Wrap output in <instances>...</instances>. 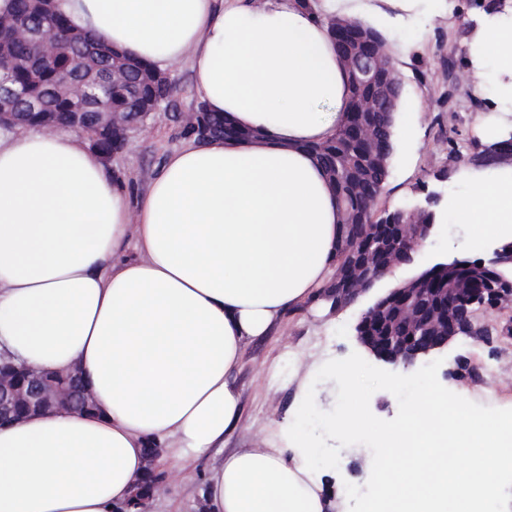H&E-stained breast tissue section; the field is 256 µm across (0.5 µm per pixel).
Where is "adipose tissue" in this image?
<instances>
[{
	"label": "adipose tissue",
	"instance_id": "ef3b65f1",
	"mask_svg": "<svg viewBox=\"0 0 512 512\" xmlns=\"http://www.w3.org/2000/svg\"><path fill=\"white\" fill-rule=\"evenodd\" d=\"M351 3L55 0L159 71L187 60L199 101L245 135L187 142L134 200L69 129L0 132V356L78 368L97 403L0 426V512H115L146 448L177 461L222 450L248 342L335 272L341 210L307 147L347 117V67L323 19ZM470 53L476 88L492 82L512 103V23L484 25ZM465 179L448 200L469 227L463 249L512 241V164ZM314 407L302 386L288 427L226 455L202 492L207 512H333Z\"/></svg>",
	"mask_w": 512,
	"mask_h": 512
}]
</instances>
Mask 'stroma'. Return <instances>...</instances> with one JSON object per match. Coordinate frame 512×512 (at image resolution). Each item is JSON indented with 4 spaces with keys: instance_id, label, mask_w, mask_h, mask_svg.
Listing matches in <instances>:
<instances>
[{
    "instance_id": "obj_1",
    "label": "stroma",
    "mask_w": 512,
    "mask_h": 512,
    "mask_svg": "<svg viewBox=\"0 0 512 512\" xmlns=\"http://www.w3.org/2000/svg\"><path fill=\"white\" fill-rule=\"evenodd\" d=\"M446 4L445 15L436 18L429 16L426 0H419L410 11L394 5L386 8L399 21L383 36L396 48L393 67L401 83L398 114L405 119L407 134L394 147L378 201L382 208L410 207L429 192L446 197L465 191L460 173L471 166L472 147L482 140L483 119L506 109L492 88L475 90L468 79L469 46L485 21L495 18V10L468 0H446ZM412 30L422 33V41L408 42ZM167 73L173 83L169 103L131 128L125 146L105 161L110 172L130 177V190L136 195L145 190L165 156L192 138L182 121L198 101L190 71L182 62ZM468 234L467 225L442 222L414 264L394 269L339 313H331L323 302L309 301L287 312L268 335L252 340L237 374L241 419L224 441L225 452L260 446L272 424L293 415L299 384L312 356L342 359L361 352L355 336L361 313L387 289L434 263L463 257L462 243ZM479 320L487 326L489 339L460 336L440 353L443 369H454L462 357L475 367V376L446 378L442 384L479 402L491 395L512 402V307L480 314ZM371 457L364 445L344 447L338 469L324 475L326 490L339 512H349L345 483L360 487L367 483ZM215 464L212 457L178 463L159 453L156 473L165 492L156 498L153 512H204L200 491Z\"/></svg>"
}]
</instances>
